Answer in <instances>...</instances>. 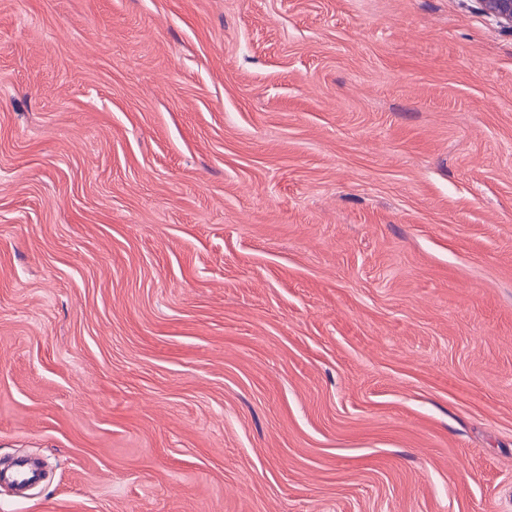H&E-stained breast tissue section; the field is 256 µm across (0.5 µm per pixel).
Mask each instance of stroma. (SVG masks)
I'll return each mask as SVG.
<instances>
[{"label": "stroma", "mask_w": 512, "mask_h": 512, "mask_svg": "<svg viewBox=\"0 0 512 512\" xmlns=\"http://www.w3.org/2000/svg\"><path fill=\"white\" fill-rule=\"evenodd\" d=\"M0 512H512V30L478 0H0Z\"/></svg>", "instance_id": "obj_1"}]
</instances>
